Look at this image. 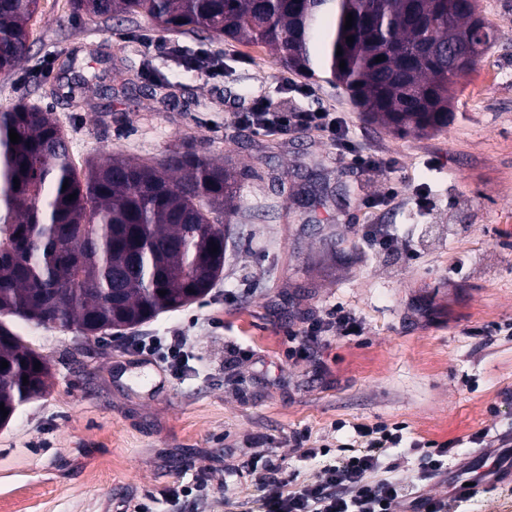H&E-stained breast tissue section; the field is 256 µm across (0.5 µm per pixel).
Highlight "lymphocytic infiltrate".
Masks as SVG:
<instances>
[{"instance_id":"f902f5d3","label":"lymphocytic infiltrate","mask_w":512,"mask_h":512,"mask_svg":"<svg viewBox=\"0 0 512 512\" xmlns=\"http://www.w3.org/2000/svg\"><path fill=\"white\" fill-rule=\"evenodd\" d=\"M240 124L263 131H287L312 126L323 132L340 155L351 156L364 172L393 168L394 159L360 150L350 140L340 116L332 112H274L268 105L239 116ZM355 433L362 447L324 466L320 481L287 490L285 482L264 484L259 497V512H395L404 504L408 512H448L449 504H462L474 494L473 487L459 486L453 500L436 499L425 494L403 503L399 485L388 479H376L381 467L380 453L399 444L400 435L383 425H362Z\"/></svg>"}]
</instances>
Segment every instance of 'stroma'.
Here are the masks:
<instances>
[{"label": "stroma", "mask_w": 512, "mask_h": 512, "mask_svg": "<svg viewBox=\"0 0 512 512\" xmlns=\"http://www.w3.org/2000/svg\"><path fill=\"white\" fill-rule=\"evenodd\" d=\"M478 4L497 38L458 79L453 122L416 136L363 120L342 89L280 67L266 47L139 16L73 19L68 0H40L30 57L0 73V110H50L80 170L111 152L156 164L195 150L239 172L241 190L224 273L203 298L88 339L14 323L51 380L0 428V512H134L148 496L156 512H249L265 471L228 483L225 465L263 457L310 483L355 426L377 422L404 427L379 477L445 498V478H423L426 447H447L454 470L512 438V0ZM171 44L211 51L221 75L179 66ZM109 65L131 89H111ZM259 102L338 113L363 151L397 164L363 173L315 129L237 125ZM390 186L398 203L364 208ZM373 222L391 225L393 250H364ZM335 305L360 334L302 351L295 334ZM174 334L188 339L184 364L138 350ZM192 480L203 498L169 496Z\"/></svg>", "instance_id": "35a3bbf8"}]
</instances>
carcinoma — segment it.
Returning a JSON list of instances; mask_svg holds the SVG:
<instances>
[{
  "label": "carcinoma",
  "mask_w": 512,
  "mask_h": 512,
  "mask_svg": "<svg viewBox=\"0 0 512 512\" xmlns=\"http://www.w3.org/2000/svg\"><path fill=\"white\" fill-rule=\"evenodd\" d=\"M38 5L0 0V72L28 57ZM70 6L72 15L92 20L143 16L169 32L267 47L286 69L329 75L365 120L415 135L448 127L451 93L471 69L461 35L469 31L479 44L494 34L480 15L448 14L443 0H70ZM349 14L353 25L346 30ZM378 56L383 61L375 62ZM11 129L19 142H10ZM239 195L237 176L196 151L157 165L111 154L86 161L80 175L51 113L27 103L1 111L0 317L95 336L196 301L224 272L221 221H229ZM1 361L8 362L0 369L3 427L20 405L46 392L51 373L43 355L0 321Z\"/></svg>",
  "instance_id": "cac0c4a2"
}]
</instances>
